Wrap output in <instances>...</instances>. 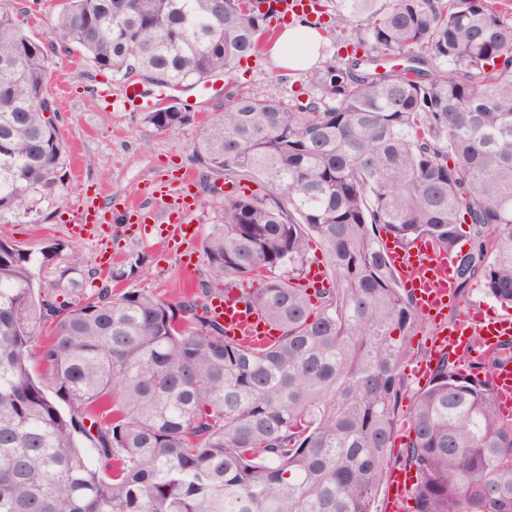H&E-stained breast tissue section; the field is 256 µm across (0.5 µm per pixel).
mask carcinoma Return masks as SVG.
<instances>
[{
  "label": "carcinoma",
  "instance_id": "carcinoma-1",
  "mask_svg": "<svg viewBox=\"0 0 512 512\" xmlns=\"http://www.w3.org/2000/svg\"><path fill=\"white\" fill-rule=\"evenodd\" d=\"M332 28L370 10L340 0ZM503 0H390L309 72L310 92L236 95L201 128L197 165L229 184L202 242L198 293L241 289L278 339L224 338L197 300L35 287L0 239V512H373L399 427L413 512H512V419L480 374L443 359L408 405L403 365L423 318L380 228L428 238L512 308V11ZM276 13L250 0H66L45 43L0 7V224L64 185L46 116L54 41L97 68L184 87L256 54ZM185 112L145 113L157 129ZM238 177L266 189L237 191ZM470 225L468 251L457 248ZM316 239L331 267L313 308L292 280ZM46 322L52 336L39 339ZM49 371L37 379L31 363Z\"/></svg>",
  "mask_w": 512,
  "mask_h": 512
}]
</instances>
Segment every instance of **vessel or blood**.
<instances>
[{
  "label": "vessel or blood",
  "mask_w": 512,
  "mask_h": 512,
  "mask_svg": "<svg viewBox=\"0 0 512 512\" xmlns=\"http://www.w3.org/2000/svg\"><path fill=\"white\" fill-rule=\"evenodd\" d=\"M164 90L145 93L139 82L126 83L122 106L128 112H146L166 101ZM196 174L176 170L148 193L145 202L124 206L120 214L123 222L149 225L161 239H172L186 244L192 242L197 228L190 216L196 205L194 188ZM114 213L111 205L91 204L78 208L77 221L83 225L108 224ZM385 248L391 264L404 288L410 292L417 308L438 324L432 340V349L438 357H460L473 346L488 354L512 341V318L484 313L475 306L460 305L456 294L453 252L439 248L433 242L420 239L405 248L397 242L386 241ZM456 308L455 317H448L449 308ZM210 315L224 328L226 337L254 348L266 347L274 338V330L258 310L246 308L237 288H226L212 303ZM495 401L503 414H512V365L503 363L486 376ZM390 487L385 503L386 512H405L407 497L415 483L410 471L394 467L388 472Z\"/></svg>",
  "instance_id": "1"
}]
</instances>
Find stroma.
<instances>
[{"label":"stroma","instance_id":"stroma-1","mask_svg":"<svg viewBox=\"0 0 512 512\" xmlns=\"http://www.w3.org/2000/svg\"><path fill=\"white\" fill-rule=\"evenodd\" d=\"M63 0H0V6L18 13L29 35L49 41ZM225 92L256 96L272 92L282 99L309 88L306 74L273 64L270 50L244 61L241 68L222 77ZM123 81L111 71L91 65L74 46L56 47L50 55L47 95L57 108L56 125L65 152L66 181L63 197L48 196L38 204L37 222L24 219L0 224V239L32 254L36 281L46 289L63 287L61 274L76 268L78 274L98 272L112 280L114 289L138 288L176 303L188 293L181 279L180 257L158 239L142 238L135 225L112 226V257L102 259L96 238L75 234V205L93 197L101 203H120L141 195L146 183L163 169H195L193 147L205 116L222 112L225 99L216 95L206 109H199L195 93H178L177 104L190 115L183 124L163 131L143 120L142 113L121 106ZM198 205L191 221L197 238L190 249L195 274L206 277L207 258L201 240L217 220L219 207L206 187L198 189Z\"/></svg>","mask_w":512,"mask_h":512}]
</instances>
